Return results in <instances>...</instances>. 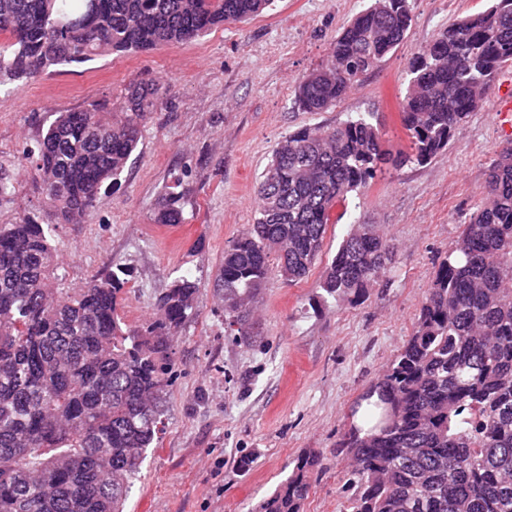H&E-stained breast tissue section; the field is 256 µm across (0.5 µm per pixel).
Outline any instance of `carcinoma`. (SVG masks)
Returning <instances> with one entry per match:
<instances>
[{"label":"carcinoma","mask_w":512,"mask_h":512,"mask_svg":"<svg viewBox=\"0 0 512 512\" xmlns=\"http://www.w3.org/2000/svg\"><path fill=\"white\" fill-rule=\"evenodd\" d=\"M0 0V84L109 54L147 53L247 21L274 0ZM441 29L409 61L400 118L404 160L424 164L479 110L490 82L512 63V0ZM413 0H371L303 76L305 112L336 107L400 45ZM159 100L131 82L119 111L93 101L57 112L30 151L45 203L85 219L104 185H118ZM387 160L364 114L333 128L283 136L257 183L254 223L224 249L216 291L227 327L248 335L250 304L273 273L306 278L337 206L370 185ZM486 201L440 262L412 335L369 389L374 421L351 426L340 512H512V149L489 167ZM169 190L153 223H183ZM54 227L23 217L0 224V512H124L147 449L163 431L175 363L169 339L196 305L198 284L176 279L160 317L132 329L120 314L131 270L121 264L83 288L65 287ZM393 246L376 231L350 232L326 268L330 296H359ZM317 455L298 458L261 512H299Z\"/></svg>","instance_id":"cac0c4a2"}]
</instances>
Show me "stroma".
I'll return each instance as SVG.
<instances>
[{
	"instance_id": "stroma-1",
	"label": "stroma",
	"mask_w": 512,
	"mask_h": 512,
	"mask_svg": "<svg viewBox=\"0 0 512 512\" xmlns=\"http://www.w3.org/2000/svg\"><path fill=\"white\" fill-rule=\"evenodd\" d=\"M369 4L276 0L272 10L190 44L111 54L0 85V175L14 186L0 199V224L31 216L54 225L70 288L130 266L122 314L133 328L152 319L174 278L200 282L195 313L171 340L165 428L145 453L126 512H255L309 452L324 470L301 512H339L349 467L339 442L353 411L411 336L439 263L485 201L492 160L512 145V127L494 112L503 89L497 80L445 151L424 165H385L352 197L342 220L328 225L306 279H268L252 305L249 335L227 328L213 279L225 247L254 219L256 184L277 141L301 126L334 127L372 112L387 148L407 150L398 102L411 57L488 0H414L403 42L379 69L335 109L299 111V80L326 61L336 35ZM133 80L163 94L121 185L100 197L86 221L64 222L45 205L26 151L50 113L100 99L119 104ZM177 175L184 222L165 235L152 214ZM360 224L390 239L392 261L361 298L331 297L321 287L326 265Z\"/></svg>"
}]
</instances>
